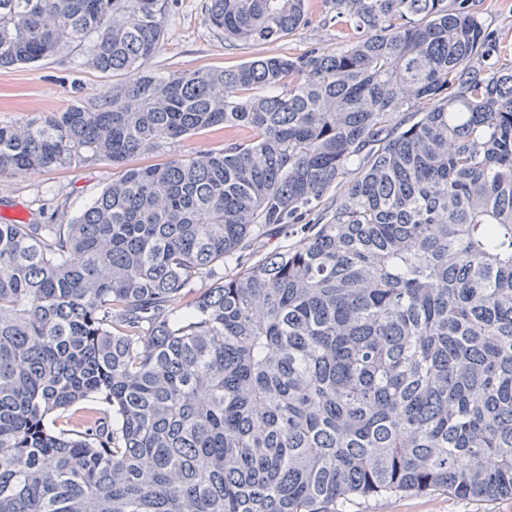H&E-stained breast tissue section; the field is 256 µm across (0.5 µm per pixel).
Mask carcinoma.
<instances>
[{
    "instance_id": "obj_1",
    "label": "carcinoma",
    "mask_w": 512,
    "mask_h": 512,
    "mask_svg": "<svg viewBox=\"0 0 512 512\" xmlns=\"http://www.w3.org/2000/svg\"><path fill=\"white\" fill-rule=\"evenodd\" d=\"M305 2L206 18L260 45ZM325 2L345 49L161 75L169 0H0V67L119 78L0 122V175L250 131L0 224V512L512 498V68L468 67L495 49L470 0Z\"/></svg>"
}]
</instances>
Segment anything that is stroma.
Instances as JSON below:
<instances>
[{
	"label": "stroma",
	"mask_w": 512,
	"mask_h": 512,
	"mask_svg": "<svg viewBox=\"0 0 512 512\" xmlns=\"http://www.w3.org/2000/svg\"><path fill=\"white\" fill-rule=\"evenodd\" d=\"M480 22L492 31L497 51L496 66H512V0H470ZM207 0H171L164 19V37L151 61L152 69L221 70L254 57H296L313 48L347 46L351 32L331 19L325 0H307V21L293 34L261 46L225 41L224 34L205 20ZM112 80L88 64L75 61L71 51L27 66L0 68V121L23 124L31 118L60 112L75 103L94 104ZM224 143V133L210 129L180 142L129 157L125 165L140 168L161 164L174 157L196 156ZM119 173L106 160L80 167H52L37 173L0 175V221L37 220L66 224L79 215L111 184ZM360 512H512V499L472 501L445 493L369 500Z\"/></svg>",
	"instance_id": "stroma-1"
}]
</instances>
